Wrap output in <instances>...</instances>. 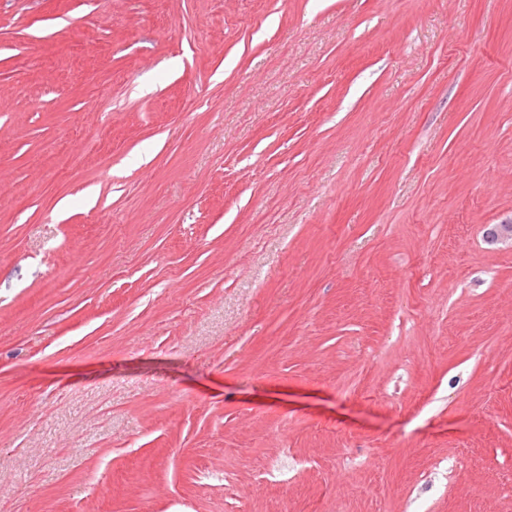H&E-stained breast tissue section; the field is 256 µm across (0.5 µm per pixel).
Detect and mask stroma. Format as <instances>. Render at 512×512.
<instances>
[{"label": "stroma", "instance_id": "35a3bbf8", "mask_svg": "<svg viewBox=\"0 0 512 512\" xmlns=\"http://www.w3.org/2000/svg\"><path fill=\"white\" fill-rule=\"evenodd\" d=\"M511 219L512 0H0V512H512Z\"/></svg>", "mask_w": 512, "mask_h": 512}]
</instances>
